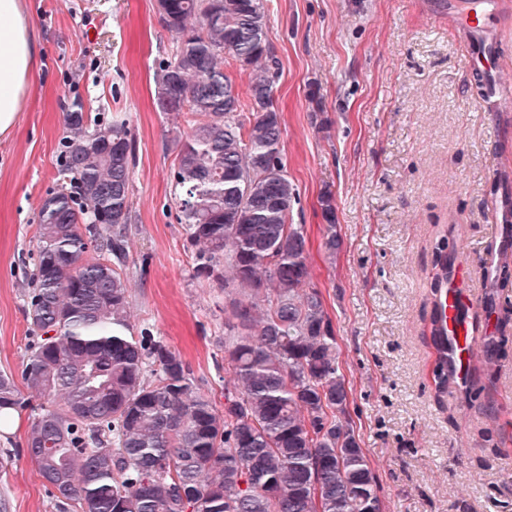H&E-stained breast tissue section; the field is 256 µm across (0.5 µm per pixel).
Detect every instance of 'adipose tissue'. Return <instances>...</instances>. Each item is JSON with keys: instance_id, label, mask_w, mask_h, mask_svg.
Listing matches in <instances>:
<instances>
[{"instance_id": "obj_1", "label": "adipose tissue", "mask_w": 512, "mask_h": 512, "mask_svg": "<svg viewBox=\"0 0 512 512\" xmlns=\"http://www.w3.org/2000/svg\"><path fill=\"white\" fill-rule=\"evenodd\" d=\"M36 54L21 0H0V136L18 121Z\"/></svg>"}]
</instances>
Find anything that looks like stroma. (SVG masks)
<instances>
[{"mask_svg": "<svg viewBox=\"0 0 512 512\" xmlns=\"http://www.w3.org/2000/svg\"><path fill=\"white\" fill-rule=\"evenodd\" d=\"M437 0H264L277 62L282 154L298 189L292 221L309 239L351 388L350 419L380 486L382 512H512V288H495L492 215L512 200V112H485L469 45ZM39 44L18 123L0 137V373L20 377L33 341L25 293L38 210L58 186L64 107L126 121L133 147L127 226L130 323L180 352L224 401V288L195 275L172 181L187 117L159 112L156 72L176 38L156 0H22ZM331 193L342 245L328 258L320 198ZM462 239L481 335L474 365L497 379L477 400L438 390L431 282L443 238ZM0 454V512H60L23 453L38 399Z\"/></svg>", "mask_w": 512, "mask_h": 512, "instance_id": "stroma-1", "label": "stroma"}]
</instances>
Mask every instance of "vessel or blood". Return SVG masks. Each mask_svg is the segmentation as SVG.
I'll use <instances>...</instances> for the list:
<instances>
[{
    "mask_svg": "<svg viewBox=\"0 0 512 512\" xmlns=\"http://www.w3.org/2000/svg\"><path fill=\"white\" fill-rule=\"evenodd\" d=\"M512 14V0H452L448 19L453 25L465 26L475 39V47L467 63L483 75L498 68V53L489 37ZM436 337L443 356L453 373L455 389L469 386L470 364L475 338L467 320V312L475 305L467 289L457 281H445L434 291Z\"/></svg>",
    "mask_w": 512,
    "mask_h": 512,
    "instance_id": "vessel-or-blood-1",
    "label": "vessel or blood"
}]
</instances>
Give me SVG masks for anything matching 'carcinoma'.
Returning a JSON list of instances; mask_svg holds the SVG:
<instances>
[{
  "label": "carcinoma",
  "instance_id": "cac0c4a2",
  "mask_svg": "<svg viewBox=\"0 0 512 512\" xmlns=\"http://www.w3.org/2000/svg\"><path fill=\"white\" fill-rule=\"evenodd\" d=\"M176 50L159 64L161 112L190 115L175 140L180 221L196 275L224 281V409L181 354L133 333L122 272L132 144L125 124L65 113L60 188L43 198L27 317L37 342L21 378L46 398L23 449L63 512H381L348 415L350 389L296 185L263 0H163ZM251 71L250 103L224 71ZM253 117L241 118L245 108ZM322 247H341L331 193ZM95 256H89V253ZM19 405L0 374V411Z\"/></svg>",
  "mask_w": 512,
  "mask_h": 512
}]
</instances>
